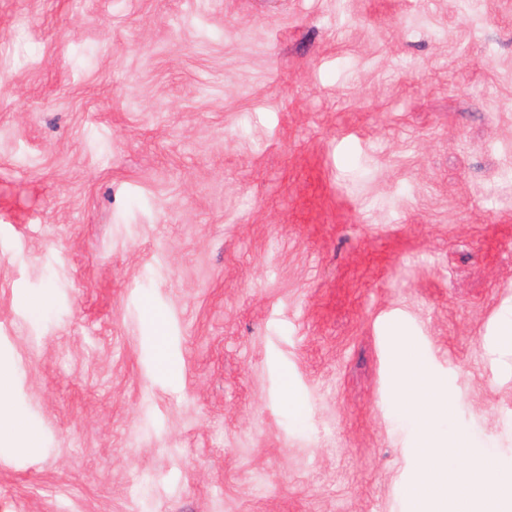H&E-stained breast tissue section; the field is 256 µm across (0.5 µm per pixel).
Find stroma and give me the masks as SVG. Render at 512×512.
<instances>
[{
    "label": "stroma",
    "mask_w": 512,
    "mask_h": 512,
    "mask_svg": "<svg viewBox=\"0 0 512 512\" xmlns=\"http://www.w3.org/2000/svg\"><path fill=\"white\" fill-rule=\"evenodd\" d=\"M510 310L512 0H0V512H416L399 331L496 488ZM9 377L0 369V442L7 440L15 445L35 448L40 442L39 431L25 418L16 414L7 402Z\"/></svg>",
    "instance_id": "35a3bbf8"
}]
</instances>
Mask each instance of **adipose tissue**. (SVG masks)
Instances as JSON below:
<instances>
[{
	"label": "adipose tissue",
	"instance_id": "obj_1",
	"mask_svg": "<svg viewBox=\"0 0 512 512\" xmlns=\"http://www.w3.org/2000/svg\"><path fill=\"white\" fill-rule=\"evenodd\" d=\"M395 387L403 413L415 421L425 445L420 462L423 478L414 487V496L426 495L436 503L457 502L459 512H506V504L512 503V479L502 481L496 494L492 495L481 480L461 481L449 471V461L473 459L477 452L466 435L448 439L434 433V419L448 414L451 402L445 387L423 372L418 353L402 336L396 341ZM8 389L9 377L0 372V441L27 448L38 447L39 431L12 410L7 402Z\"/></svg>",
	"mask_w": 512,
	"mask_h": 512
}]
</instances>
